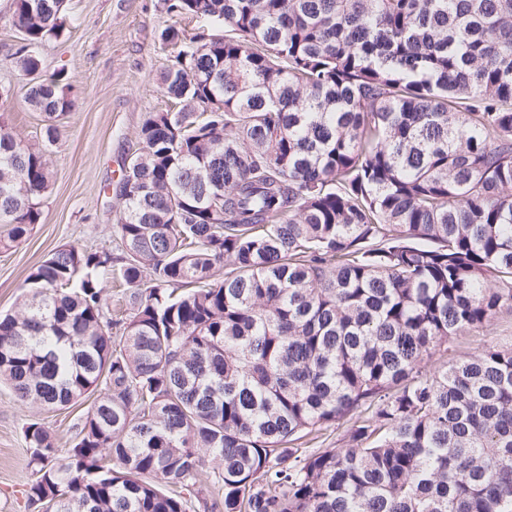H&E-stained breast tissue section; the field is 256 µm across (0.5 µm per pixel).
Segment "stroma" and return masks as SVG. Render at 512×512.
Listing matches in <instances>:
<instances>
[{
    "mask_svg": "<svg viewBox=\"0 0 512 512\" xmlns=\"http://www.w3.org/2000/svg\"><path fill=\"white\" fill-rule=\"evenodd\" d=\"M14 0H0V121L18 139L37 143L45 138L46 121L25 102L28 79L15 63L23 44L10 25ZM69 21L63 35L40 48L42 76L65 70L74 108L59 124V138L50 153L53 186L40 200L42 218L16 247L0 250V312L12 311L31 268L63 245L117 252L112 225L120 210L102 188L116 181L125 160L138 147L137 133L145 113L170 112L174 106L159 88V75L169 63L159 35L169 26L186 35L203 29L195 17H173L159 0H68ZM488 344L512 346V312L499 315L480 330H465L448 351L437 353L431 366L453 363ZM81 408L35 410L0 385V512H35L24 491L32 479L23 439L31 418L69 447L71 426Z\"/></svg>",
    "mask_w": 512,
    "mask_h": 512,
    "instance_id": "obj_1",
    "label": "stroma"
}]
</instances>
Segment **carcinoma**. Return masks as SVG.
Masks as SVG:
<instances>
[{"instance_id":"carcinoma-1","label":"carcinoma","mask_w":512,"mask_h":512,"mask_svg":"<svg viewBox=\"0 0 512 512\" xmlns=\"http://www.w3.org/2000/svg\"><path fill=\"white\" fill-rule=\"evenodd\" d=\"M160 4L224 35L161 32L180 108L104 187L122 253L57 248L0 313L19 401L90 402L65 450L23 426L28 506L191 512L205 472L224 512H512V348L427 368L512 312V0ZM10 23L37 75L66 0ZM25 102L70 111L64 70ZM57 140L0 125V249L40 223Z\"/></svg>"}]
</instances>
